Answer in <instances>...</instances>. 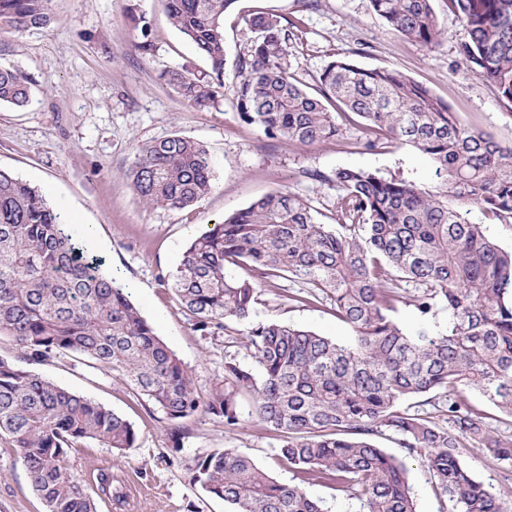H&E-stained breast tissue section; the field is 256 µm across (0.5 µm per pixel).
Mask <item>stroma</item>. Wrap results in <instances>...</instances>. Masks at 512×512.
Returning a JSON list of instances; mask_svg holds the SVG:
<instances>
[{"label": "stroma", "mask_w": 512, "mask_h": 512, "mask_svg": "<svg viewBox=\"0 0 512 512\" xmlns=\"http://www.w3.org/2000/svg\"><path fill=\"white\" fill-rule=\"evenodd\" d=\"M434 7L443 38L427 48L394 36L369 0H236L224 16L226 64L234 66L250 44L245 16L277 15L300 24L290 51L303 85L315 87L323 66L344 53L359 66L394 68L429 86L462 122L512 143V103L459 64L464 27L444 0H435ZM49 9L46 27L22 33L0 29V66L20 69L35 83L28 107L0 106V168L42 192L64 222L93 227L92 237L79 239L80 248L104 257L107 271L181 361L199 394L223 384L225 359L254 366L246 347L249 323L276 318L348 342L350 329L328 303L303 306L290 300L292 281L262 289L249 322L232 325L230 332L195 331L168 275L195 236L270 191L286 189L310 200L319 222L330 224L336 216L331 179L337 169L400 174L433 187L437 180L429 160L407 147L364 149L355 122L342 138L315 145L270 137L239 119L229 84L218 105H190L160 75L204 61L168 22L166 0H50ZM137 16L150 26L154 48L148 55L136 47ZM174 134L202 142L213 166L212 191L179 211L142 203L126 177L140 145ZM29 369L134 426L136 443L124 454L89 442L66 460L97 512H229L223 500L192 482L200 456L227 448L247 452L277 480L298 482L277 454L275 433L251 417L249 396L238 398L242 426L225 427L200 411L177 424L187 431L178 441L172 436L177 425L160 409L137 399L118 374L86 357L34 362ZM375 441L404 460L417 512H449L447 495L418 457L407 455L396 436L379 435ZM461 459L477 481L512 506V460L469 450ZM104 468L112 473L113 487L124 492L122 501L100 495L97 477ZM45 510L17 449L0 438V512Z\"/></svg>", "instance_id": "1"}]
</instances>
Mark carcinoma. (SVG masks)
Masks as SVG:
<instances>
[{
    "mask_svg": "<svg viewBox=\"0 0 512 512\" xmlns=\"http://www.w3.org/2000/svg\"><path fill=\"white\" fill-rule=\"evenodd\" d=\"M235 0H169L167 17L207 68L185 65L161 79L206 108L224 86V13ZM466 38L458 58L512 102V0H446ZM49 0H0V29L41 28ZM397 37L440 42L433 0H370ZM253 40L235 65L237 114L267 135L313 145L343 136L349 115L363 121L368 150L408 146L429 158L430 190L403 176L336 170V223L322 224L309 200L276 190L195 237L169 275L195 330H227L249 318L263 288L304 284L299 304L327 302L352 336L341 344L271 319L246 333L259 374L231 358L227 389L204 400L180 360L144 320L103 262L89 260L60 214L35 188L0 169V335L25 362L79 354L122 376L139 397L179 423L202 409L239 424L237 397L276 432L279 457L303 483L349 492L358 512H416L408 471L374 443L389 432L421 458L448 495L450 512H507L461 462L460 449L512 459L465 393L474 390L512 416V250L470 221L512 223V143L460 121L426 85L395 69H365L346 54L322 68L312 94L294 77L289 45L298 23L264 12L244 18ZM33 79L0 67V105L27 106ZM127 176L150 206L185 209L211 192L204 144L173 135L137 150ZM248 271L231 277L225 265ZM414 307L446 327L404 331L393 313ZM433 393L438 415L401 409ZM17 448L46 512H97L66 467L88 440L123 453L136 432L124 417L0 357V436ZM193 483L231 512H324L297 486L272 478L235 448L198 459Z\"/></svg>",
    "mask_w": 512,
    "mask_h": 512,
    "instance_id": "cac0c4a2",
    "label": "carcinoma"
}]
</instances>
